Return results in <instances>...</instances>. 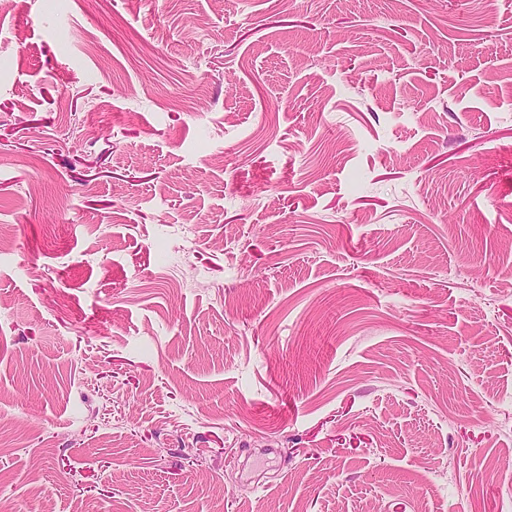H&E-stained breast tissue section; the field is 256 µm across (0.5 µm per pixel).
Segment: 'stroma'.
<instances>
[{"mask_svg": "<svg viewBox=\"0 0 512 512\" xmlns=\"http://www.w3.org/2000/svg\"><path fill=\"white\" fill-rule=\"evenodd\" d=\"M0 237L1 504L512 512V0H11Z\"/></svg>", "mask_w": 512, "mask_h": 512, "instance_id": "stroma-1", "label": "stroma"}]
</instances>
